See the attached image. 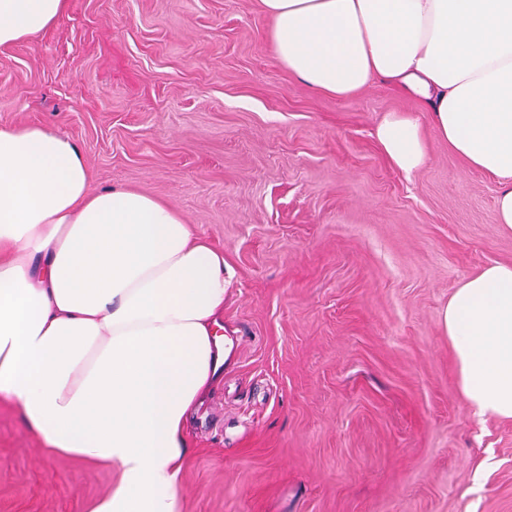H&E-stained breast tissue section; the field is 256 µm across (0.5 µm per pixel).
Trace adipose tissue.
<instances>
[{
    "instance_id": "obj_1",
    "label": "adipose tissue",
    "mask_w": 512,
    "mask_h": 512,
    "mask_svg": "<svg viewBox=\"0 0 512 512\" xmlns=\"http://www.w3.org/2000/svg\"><path fill=\"white\" fill-rule=\"evenodd\" d=\"M278 60L348 97L378 79L422 99L440 136L501 182L512 231V0H260ZM68 0H0V46L50 26ZM375 137L412 175L428 161L418 120L389 112ZM229 280L224 255L171 206L90 188L73 142L0 128V398L45 457L111 467L93 512H180L185 423L217 381ZM442 327L476 416L512 421V264L454 292Z\"/></svg>"
}]
</instances>
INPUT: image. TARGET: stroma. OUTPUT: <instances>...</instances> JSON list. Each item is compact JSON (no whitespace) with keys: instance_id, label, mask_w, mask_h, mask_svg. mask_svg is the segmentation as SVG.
Listing matches in <instances>:
<instances>
[{"instance_id":"stroma-1","label":"stroma","mask_w":512,"mask_h":512,"mask_svg":"<svg viewBox=\"0 0 512 512\" xmlns=\"http://www.w3.org/2000/svg\"><path fill=\"white\" fill-rule=\"evenodd\" d=\"M259 0H68L0 47V127L81 151L93 190L179 211L223 252L236 351L191 411L181 512H512V422L475 416L441 320L512 264L498 180L379 80L322 94L288 73ZM418 117L407 177L374 131ZM109 467L45 459L0 401V512H91Z\"/></svg>"}]
</instances>
